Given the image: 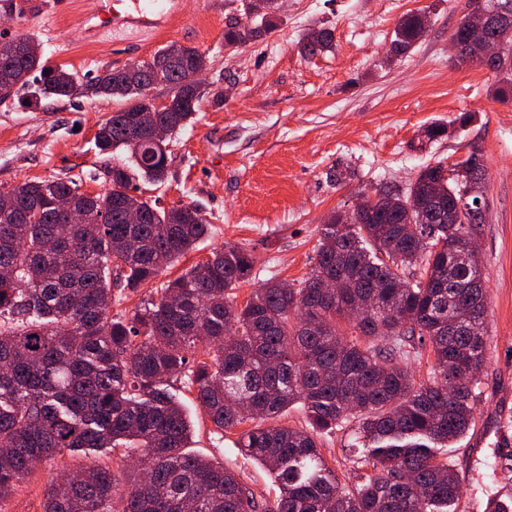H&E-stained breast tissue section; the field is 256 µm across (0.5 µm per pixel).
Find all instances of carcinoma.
Returning a JSON list of instances; mask_svg holds the SVG:
<instances>
[{"label": "carcinoma", "mask_w": 512, "mask_h": 512, "mask_svg": "<svg viewBox=\"0 0 512 512\" xmlns=\"http://www.w3.org/2000/svg\"><path fill=\"white\" fill-rule=\"evenodd\" d=\"M269 0H247L246 12L268 31ZM422 12L404 15L388 58L406 54L423 36ZM256 28L231 21L224 43L243 46ZM491 70L495 97H512V36ZM322 29L305 39L315 56L333 46ZM207 67L196 47L170 43L150 60L170 87L172 111L157 123L175 134L195 119L200 94L192 75ZM72 98L92 90L125 101L103 122L95 144L121 151L148 182L168 178V153L150 140L141 110L150 98L121 70L104 69L82 83L63 66L50 73L40 57L0 74V100L21 88ZM111 187L85 195L74 180L45 179L15 188L0 208V512L16 486L51 461L77 450L119 451L116 466L89 459L77 479L44 490L42 512H456L461 498L452 467L437 461L444 447L474 426L478 374L486 361L488 272L471 249L485 223L486 203L448 223V204L463 194L484 198L488 171L479 151L424 167L405 189L379 188L390 209L347 219L335 213L321 227L314 266L295 285L268 279L246 303L234 290L254 259L226 244L159 288L162 272L197 248L210 224L194 204L160 208L144 201L143 224L123 209L131 176L109 171ZM77 199L82 220L65 223L57 199ZM450 243L454 252L438 248ZM336 287L323 292L324 278ZM150 289L130 315L112 305ZM356 303L368 305L352 318ZM353 326L349 337L341 323ZM429 348V382L416 384L407 359ZM187 384L222 432L250 420L236 441L277 479L262 500L236 473L189 454L193 426L170 391ZM298 405L306 426L278 419ZM354 423L370 472L342 484L318 450L323 433Z\"/></svg>", "instance_id": "1"}]
</instances>
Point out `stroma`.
Returning a JSON list of instances; mask_svg holds the SVG:
<instances>
[{
    "label": "stroma",
    "mask_w": 512,
    "mask_h": 512,
    "mask_svg": "<svg viewBox=\"0 0 512 512\" xmlns=\"http://www.w3.org/2000/svg\"><path fill=\"white\" fill-rule=\"evenodd\" d=\"M466 0H275L276 27L247 45L224 44L228 21H245V0H182V18L158 37L121 42L84 40L77 18L97 12L99 0H0V42L19 34L40 47L43 65H65L81 81L101 69L149 60L165 45L197 47L208 58L194 122L173 135L164 184L137 182L135 192L160 207L192 203L211 232L195 251L171 266L165 279L231 244L254 258V278L236 290L245 304L260 281L299 282L314 264L320 226L350 211L362 191L403 188L421 169L480 151L488 169L486 221L477 247L489 273L487 355L474 404L476 424L442 449L459 476L457 512H483L484 463L512 455V101L494 98L498 78L471 63L454 66L448 38ZM429 10L426 33L402 58L387 55L398 19ZM333 29L335 46L316 56L302 51L313 30ZM119 101L84 93L73 99L30 101L19 91L0 102V188L48 178L74 179L94 193L110 186L109 155L94 143L98 126ZM468 123H460L461 115ZM349 170L339 183L336 168ZM173 392L195 429L191 453L222 463L257 497L273 499L277 486L242 454L233 432L220 433L193 392ZM338 480L358 474L354 427L320 439ZM65 455L18 486L10 512H41L46 485L83 464Z\"/></svg>",
    "instance_id": "35a3bbf8"
}]
</instances>
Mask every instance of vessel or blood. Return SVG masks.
Wrapping results in <instances>:
<instances>
[{
	"instance_id": "obj_1",
	"label": "vessel or blood",
	"mask_w": 512,
	"mask_h": 512,
	"mask_svg": "<svg viewBox=\"0 0 512 512\" xmlns=\"http://www.w3.org/2000/svg\"><path fill=\"white\" fill-rule=\"evenodd\" d=\"M180 0H101L96 15L82 17L79 25L86 40H99L102 33L135 32L158 35L171 29L179 20Z\"/></svg>"
}]
</instances>
